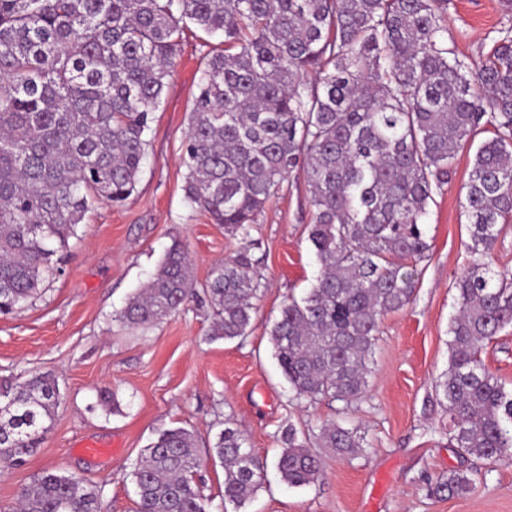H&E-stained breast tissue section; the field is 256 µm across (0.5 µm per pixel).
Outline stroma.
<instances>
[{
	"mask_svg": "<svg viewBox=\"0 0 512 512\" xmlns=\"http://www.w3.org/2000/svg\"><path fill=\"white\" fill-rule=\"evenodd\" d=\"M447 13L449 46L476 58L501 26L512 24V0H448ZM208 50L206 36L188 26L147 133L134 193L119 206L96 203L69 241L62 273L47 277L23 309L0 316V379L50 373L64 394L41 447L0 473V507L42 472L62 471L98 490L105 512H134L131 466L173 427L194 432L203 461L195 478L220 505L224 467L212 446L229 424L264 467L245 512H512V465L467 460L450 448L448 413L433 391L448 368L455 276L468 258V150L459 151L447 185L429 205L423 231L430 250L414 269L413 300L384 318L366 394L352 407L331 398L295 400L273 357L269 329L283 302L301 296L320 271L308 241L312 211L302 175H292L267 203L252 233L267 286L246 338L211 339L205 306H185L148 329L116 321L173 240L187 245L200 284L237 245L184 200L183 142ZM481 358L512 388V326L484 346ZM105 390L117 408L101 404ZM327 421L360 427L370 448L352 460L322 452L318 480L288 486L275 467L281 431L308 435ZM84 441L108 447V455L78 452ZM462 469L476 480L472 492L430 496V484Z\"/></svg>",
	"mask_w": 512,
	"mask_h": 512,
	"instance_id": "1",
	"label": "stroma"
}]
</instances>
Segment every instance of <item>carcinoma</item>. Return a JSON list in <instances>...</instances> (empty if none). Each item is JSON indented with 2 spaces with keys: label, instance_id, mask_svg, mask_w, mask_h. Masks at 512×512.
<instances>
[{
  "label": "carcinoma",
  "instance_id": "1",
  "mask_svg": "<svg viewBox=\"0 0 512 512\" xmlns=\"http://www.w3.org/2000/svg\"><path fill=\"white\" fill-rule=\"evenodd\" d=\"M186 19L223 40L205 56L189 115L185 201L240 245L200 294L188 249L174 242L116 320L149 327L198 300L212 311L210 339L247 336L265 288L251 230L300 172L321 270L271 326L274 356L296 397L357 402L383 318L414 296L402 261L427 257L429 202L459 149L489 130L473 155L469 260L435 395L452 447L511 465L512 389L479 354L512 325V272L492 259L512 222V25L479 59L460 57L448 48L446 0H0V314L23 308L59 270L93 202L120 205L134 192ZM60 401L51 375L1 380L0 460L16 466L39 448ZM315 438L341 458L369 447L359 428L336 422ZM279 440L281 480L317 481L321 458L307 437L290 426ZM214 450L224 512H240L261 467L234 427ZM199 466L190 430L160 432L131 466L135 512H210ZM472 485L454 472L430 494ZM9 512H102V503L81 479L46 471Z\"/></svg>",
  "mask_w": 512,
  "mask_h": 512
}]
</instances>
